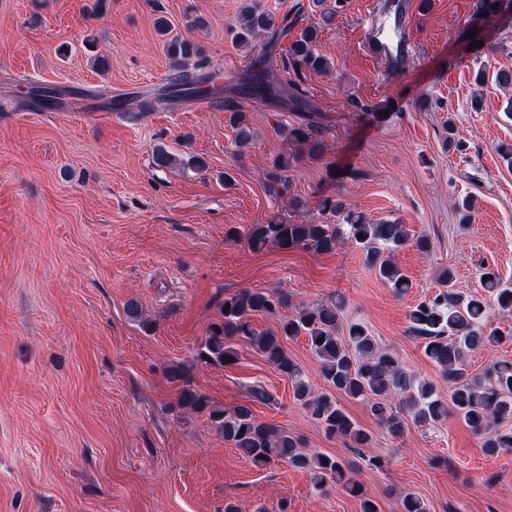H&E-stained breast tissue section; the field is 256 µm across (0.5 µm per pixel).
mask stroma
Listing matches in <instances>:
<instances>
[{
    "mask_svg": "<svg viewBox=\"0 0 512 512\" xmlns=\"http://www.w3.org/2000/svg\"><path fill=\"white\" fill-rule=\"evenodd\" d=\"M276 18L320 28L325 73H305L321 156L285 139L298 113L243 99L255 139L235 153L223 103L189 112L184 100L153 112H117L110 99L154 92L169 60L158 18L201 48V71L232 87L253 55L279 68L289 38L238 44L233 21L243 0H0V512H361L341 485L317 490L288 463L254 466L205 415L179 407L165 370L190 367L191 385L227 410L250 404L255 417L298 438L304 451L347 462L356 455L328 436L296 402L291 383L251 344L219 367L195 351L219 319L220 298L244 290L280 291L288 313L341 297V324L360 321L380 346L447 393L422 343L408 332L411 307L433 294L450 269L457 290H481L482 267L512 281V89L493 76L512 69V16L483 27L482 54L460 46L473 0H348L325 24L333 0H254ZM402 10V24L393 21ZM374 15L388 43H403L402 69L371 52ZM207 21L189 29L191 18ZM107 59L98 69L95 56ZM57 89L76 112H43L31 87ZM428 98V111L415 108ZM365 111L351 108V100ZM464 144L448 145L449 134ZM201 156L206 169H160L156 148ZM287 155L288 190L267 176ZM473 196L470 223L456 205ZM336 196L374 221L395 220L414 242L394 260L412 282L396 296L354 243L330 253L274 246L252 250L250 225L278 217L339 223L319 202ZM137 302L155 323L147 332L126 313ZM262 385L273 404L250 402ZM338 401L371 436L360 467L363 497L397 512L399 495L429 512H512V450L488 454L456 416L436 425L406 418L390 435L362 402Z\"/></svg>",
    "mask_w": 512,
    "mask_h": 512,
    "instance_id": "stroma-1",
    "label": "stroma"
}]
</instances>
